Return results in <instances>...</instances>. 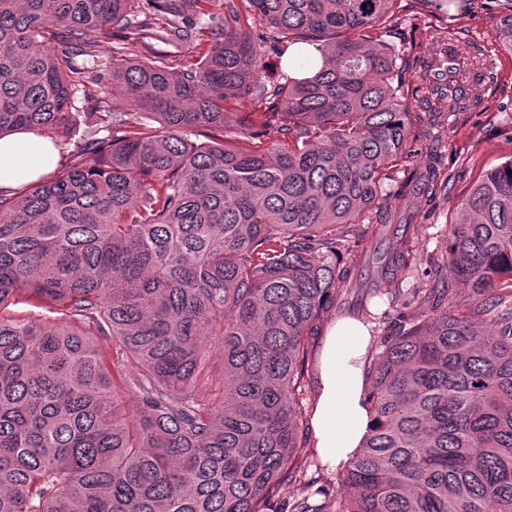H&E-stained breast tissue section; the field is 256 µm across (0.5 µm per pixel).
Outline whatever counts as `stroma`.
I'll use <instances>...</instances> for the list:
<instances>
[{"label": "stroma", "mask_w": 512, "mask_h": 512, "mask_svg": "<svg viewBox=\"0 0 512 512\" xmlns=\"http://www.w3.org/2000/svg\"><path fill=\"white\" fill-rule=\"evenodd\" d=\"M444 23L441 13L410 0L406 10L392 20L394 33L390 42L417 59H434L441 46L426 36L425 29ZM456 24L462 29L460 47L484 64L493 74L494 83L479 108L459 113L453 123L435 130L423 146L424 151H435L442 169L452 173L450 191L433 200L423 195H392L387 200L393 212L420 226L419 251L423 261L396 283L406 298L413 288L431 279L429 258L447 250L445 226L454 219L470 186L485 171L512 158V55L502 51L495 22L486 12L459 15ZM88 50L94 63L87 66L83 82L95 91L109 81L112 58L119 53L118 42L109 37L98 38Z\"/></svg>", "instance_id": "obj_1"}]
</instances>
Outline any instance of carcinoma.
I'll return each mask as SVG.
<instances>
[{"mask_svg": "<svg viewBox=\"0 0 512 512\" xmlns=\"http://www.w3.org/2000/svg\"><path fill=\"white\" fill-rule=\"evenodd\" d=\"M216 2L0 0V139L75 146L0 191V512H272L283 486L313 484L302 396L325 315L360 292L367 321L374 298L408 308L390 281L416 267L420 225L387 207L386 182L440 116L482 103L487 73L444 55L405 89L383 39L397 0ZM484 2L512 53V0ZM142 13L170 40L202 20L213 44L175 71L136 49L151 50ZM115 30L134 58L100 94L126 111L81 112L77 58ZM267 38L321 66L267 79ZM92 122L108 135L74 140ZM447 184L431 158L392 188ZM461 214L444 273L367 354L360 451L318 507L289 512H512V159ZM457 283L488 298L458 304ZM19 295L69 325L1 315Z\"/></svg>", "mask_w": 512, "mask_h": 512, "instance_id": "1", "label": "carcinoma"}]
</instances>
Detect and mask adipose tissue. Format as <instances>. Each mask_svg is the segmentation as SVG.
Here are the masks:
<instances>
[{"label": "adipose tissue", "instance_id": "ef3b65f1", "mask_svg": "<svg viewBox=\"0 0 512 512\" xmlns=\"http://www.w3.org/2000/svg\"><path fill=\"white\" fill-rule=\"evenodd\" d=\"M58 150L47 138L15 131L0 139V190L12 193L22 185L51 173ZM370 332L355 318L331 324L317 364L320 392L312 416L315 446L323 465L347 464L362 445L370 426L363 403V363Z\"/></svg>", "mask_w": 512, "mask_h": 512}]
</instances>
